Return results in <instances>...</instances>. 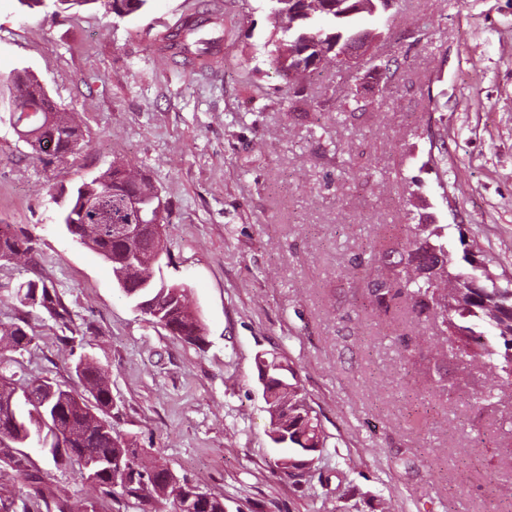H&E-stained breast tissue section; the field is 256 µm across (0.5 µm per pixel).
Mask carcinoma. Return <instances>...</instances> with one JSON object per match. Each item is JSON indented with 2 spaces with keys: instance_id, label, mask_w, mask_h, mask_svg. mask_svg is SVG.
Instances as JSON below:
<instances>
[{
  "instance_id": "obj_1",
  "label": "carcinoma",
  "mask_w": 512,
  "mask_h": 512,
  "mask_svg": "<svg viewBox=\"0 0 512 512\" xmlns=\"http://www.w3.org/2000/svg\"><path fill=\"white\" fill-rule=\"evenodd\" d=\"M100 0H20L28 7H51V16L94 5ZM116 16L140 13L148 0H106ZM269 18L280 37L271 51V64L285 78L281 100L296 112L308 113L305 84L318 70L309 68L308 57L294 56L299 46L312 47L309 57L319 52L336 61L332 48L336 38L356 29H369L375 17L371 5L385 11L388 4L379 0H301L303 19L294 23L288 16L290 0H269ZM201 20L185 19L167 36L169 47L183 57L203 59L213 54L219 38L200 29ZM367 75H354L355 88L336 105L340 113L364 112L374 104L364 96ZM8 122L31 154L46 165L62 164L72 157L70 144L85 141V133L75 117L60 111L35 76L26 68L11 80ZM58 139L54 158L44 157L36 148L48 130ZM140 207L130 206L132 198ZM162 212L167 223L169 204L151 180L120 165L110 166L74 190L62 214L67 233L79 244L97 253L135 305L154 303L161 311L155 322L170 329L180 340L203 348L205 328L192 310L189 289L159 277L151 288L137 287L138 273L130 269L133 257L155 258L158 251L168 254L167 242H154L143 234L134 241L112 235L114 224H150ZM33 252L28 238L0 229V262L12 263L19 253ZM394 258L379 261L375 273L365 275V295L377 311L388 313L402 303L416 324L439 321L443 334L451 340L468 363L478 364L494 378L492 388L480 396L488 401L512 397V279L493 275L476 245L465 250L463 260L469 268L455 265L448 247V226L418 221L407 224L402 240L383 251ZM17 285L16 301L25 308H39L65 323L70 313L53 285L38 278ZM495 331L488 338L482 328ZM24 317L6 332V344L22 353L29 350L34 335L28 332ZM426 339L404 336L400 340L401 360L408 364L423 355ZM268 369L269 382L262 396L270 416L271 431L288 436V452L276 463L283 472L304 470L302 461L310 458L308 449L322 448L325 435L314 414L304 388L294 370L277 358L257 359L258 371ZM434 390L446 389L447 373L438 362L426 366ZM75 385L62 388L45 377L23 382L15 379L9 361L0 362V512H74L69 496L50 482L51 471L36 465L28 455L31 447L46 448L53 468L70 472L83 484L98 488L101 497L89 504L91 512H112V501H133L146 507L144 512H224V498L213 494L208 502L191 510L184 508L194 482L182 478L179 487L169 486L168 465L157 459L152 471L139 459L143 449L135 440L117 432L109 417L118 409L105 372L93 360L81 358L75 364Z\"/></svg>"
}]
</instances>
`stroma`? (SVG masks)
Segmentation results:
<instances>
[{
  "label": "stroma",
  "mask_w": 512,
  "mask_h": 512,
  "mask_svg": "<svg viewBox=\"0 0 512 512\" xmlns=\"http://www.w3.org/2000/svg\"><path fill=\"white\" fill-rule=\"evenodd\" d=\"M204 2L54 18L0 0V88L29 68L86 134L75 159L47 167L0 122V224L35 257L0 270V328L17 315L11 287L38 277L71 313L64 326L30 310L18 378L70 386L93 358L122 403L114 428L145 462L164 457L223 496L224 512H512V399L475 405L484 371L461 375L437 327L365 308L351 269L387 225L420 214L447 225L454 258L474 243L512 276V0H398L374 50L399 62L373 87L383 108L319 125L279 103L268 0H223L219 73L157 66L158 36ZM427 128L445 140L437 167ZM115 161L170 205L162 274L190 289L204 347L136 311L59 222L71 190ZM424 334L447 395L399 361L400 337ZM261 355L295 370L327 437L303 475L275 466Z\"/></svg>",
  "instance_id": "1"
}]
</instances>
